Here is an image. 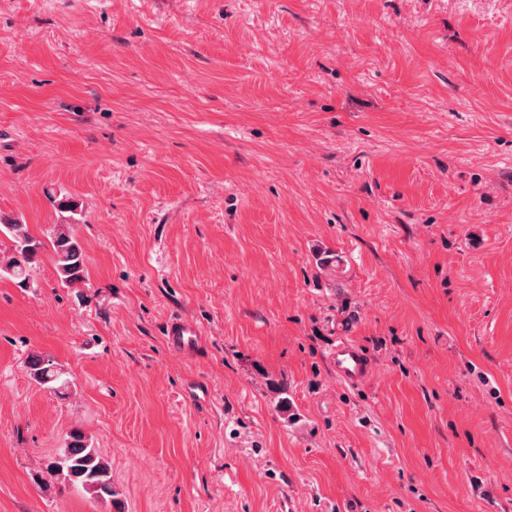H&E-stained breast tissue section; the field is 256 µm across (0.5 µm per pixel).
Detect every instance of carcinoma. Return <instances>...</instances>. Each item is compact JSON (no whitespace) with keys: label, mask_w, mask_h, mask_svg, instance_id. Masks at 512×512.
Segmentation results:
<instances>
[{"label":"carcinoma","mask_w":512,"mask_h":512,"mask_svg":"<svg viewBox=\"0 0 512 512\" xmlns=\"http://www.w3.org/2000/svg\"><path fill=\"white\" fill-rule=\"evenodd\" d=\"M54 206L63 214L60 223L54 225L50 239L55 269L62 284L73 286L84 281L86 260L81 243L71 229L70 214L76 210V204L64 196L54 201ZM0 236L9 242L7 253L0 258V278L9 279L23 291L29 290L34 287L33 266L45 243L20 218L3 214H0ZM26 368L35 383L66 396L69 381L62 379L63 371L53 359L33 353L26 359ZM48 472L64 475V479L95 498H109L114 512H124L120 493L112 486L108 463L82 431L70 432L65 448L48 465Z\"/></svg>","instance_id":"cac0c4a2"}]
</instances>
